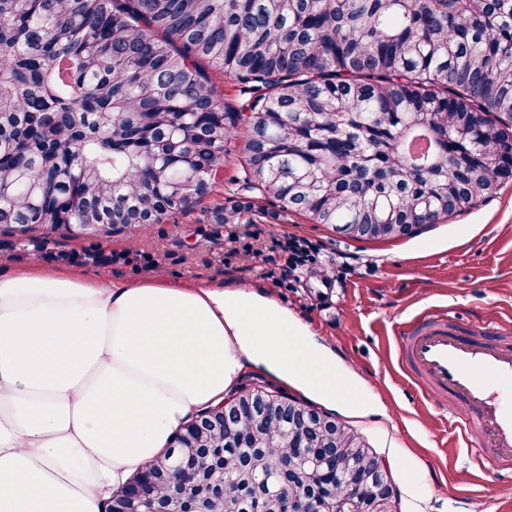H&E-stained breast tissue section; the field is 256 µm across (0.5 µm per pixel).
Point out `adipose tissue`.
Masks as SVG:
<instances>
[{"label":"adipose tissue","mask_w":512,"mask_h":512,"mask_svg":"<svg viewBox=\"0 0 512 512\" xmlns=\"http://www.w3.org/2000/svg\"><path fill=\"white\" fill-rule=\"evenodd\" d=\"M310 334L268 292L204 277L0 273V512H104L248 366L370 413Z\"/></svg>","instance_id":"obj_1"}]
</instances>
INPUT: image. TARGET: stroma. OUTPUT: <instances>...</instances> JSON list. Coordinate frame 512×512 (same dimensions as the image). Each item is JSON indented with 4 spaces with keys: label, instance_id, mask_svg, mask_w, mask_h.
I'll return each instance as SVG.
<instances>
[{
    "label": "stroma",
    "instance_id": "35a3bbf8",
    "mask_svg": "<svg viewBox=\"0 0 512 512\" xmlns=\"http://www.w3.org/2000/svg\"><path fill=\"white\" fill-rule=\"evenodd\" d=\"M287 239L320 246L318 261L332 268L331 280L305 270L290 287H277L270 272L284 263L278 244ZM103 249L112 261L101 271L113 278L201 275L272 288L335 355L338 369L378 400L376 415L332 412L387 465L397 512H512V473L458 439L450 410L418 396L394 341L399 324L429 306L474 335L501 336L502 318L512 315V182L486 203L402 239L354 240L296 213L204 224L195 211L112 237Z\"/></svg>",
    "mask_w": 512,
    "mask_h": 512
}]
</instances>
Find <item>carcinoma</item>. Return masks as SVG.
Here are the masks:
<instances>
[{
  "label": "carcinoma",
  "mask_w": 512,
  "mask_h": 512,
  "mask_svg": "<svg viewBox=\"0 0 512 512\" xmlns=\"http://www.w3.org/2000/svg\"><path fill=\"white\" fill-rule=\"evenodd\" d=\"M210 70L240 85L237 107ZM242 128L251 196L213 224L265 213L254 192L341 235L384 226L367 240L472 209L512 171V0H0V232L21 246L98 224L81 265L193 211ZM254 391L231 429L207 409L175 435L147 504L177 507L183 467L192 512H296L317 488L350 505V476L373 474L362 437Z\"/></svg>",
  "instance_id": "obj_1"
}]
</instances>
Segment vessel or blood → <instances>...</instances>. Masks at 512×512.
I'll use <instances>...</instances> for the list:
<instances>
[{
    "instance_id": "b4317fda",
    "label": "vessel or blood",
    "mask_w": 512,
    "mask_h": 512,
    "mask_svg": "<svg viewBox=\"0 0 512 512\" xmlns=\"http://www.w3.org/2000/svg\"><path fill=\"white\" fill-rule=\"evenodd\" d=\"M397 355L424 396L457 403L463 439L512 464V346L462 335L447 315L423 312L401 324Z\"/></svg>"
}]
</instances>
